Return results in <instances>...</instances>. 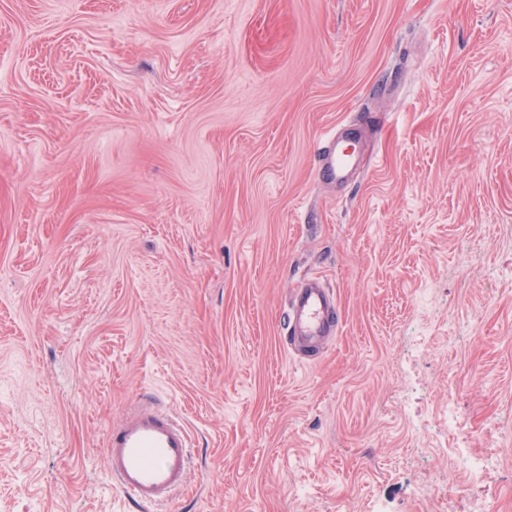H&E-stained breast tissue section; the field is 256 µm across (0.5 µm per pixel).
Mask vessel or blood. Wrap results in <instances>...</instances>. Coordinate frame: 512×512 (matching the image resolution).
<instances>
[{
    "label": "vessel or blood",
    "instance_id": "b4317fda",
    "mask_svg": "<svg viewBox=\"0 0 512 512\" xmlns=\"http://www.w3.org/2000/svg\"><path fill=\"white\" fill-rule=\"evenodd\" d=\"M318 157L329 175L345 178L353 160L338 153L335 137H327ZM290 345L319 347L338 326L333 292L316 279L303 280L287 297ZM191 457L188 428L154 400L143 399L113 425L105 460L113 480L142 512L166 505L187 486Z\"/></svg>",
    "mask_w": 512,
    "mask_h": 512
}]
</instances>
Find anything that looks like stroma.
I'll return each instance as SVG.
<instances>
[{"instance_id": "obj_1", "label": "stroma", "mask_w": 512, "mask_h": 512, "mask_svg": "<svg viewBox=\"0 0 512 512\" xmlns=\"http://www.w3.org/2000/svg\"><path fill=\"white\" fill-rule=\"evenodd\" d=\"M145 396L160 512H512V0H0V512H138ZM318 157L326 164L328 174L339 179H344L350 168L354 166L353 160L348 155L337 152L336 136H329L320 144ZM287 337L305 357L302 345L319 347L336 333L338 314L334 293L317 279H305L287 297ZM188 428L152 399H141L113 425L105 448L112 478L139 508L166 505L187 486Z\"/></svg>"}]
</instances>
